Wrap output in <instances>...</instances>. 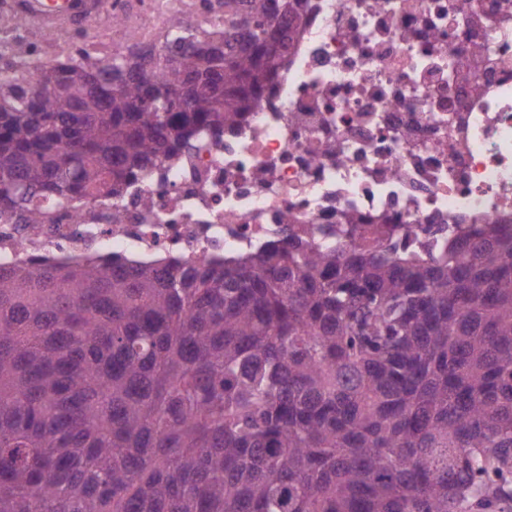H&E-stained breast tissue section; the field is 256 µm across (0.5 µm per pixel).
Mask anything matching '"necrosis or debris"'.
Listing matches in <instances>:
<instances>
[{
  "label": "necrosis or debris",
  "instance_id": "obj_1",
  "mask_svg": "<svg viewBox=\"0 0 512 512\" xmlns=\"http://www.w3.org/2000/svg\"><path fill=\"white\" fill-rule=\"evenodd\" d=\"M306 26L239 124L200 130L118 194L0 212V266L224 260L345 216L447 235L512 224V0H308Z\"/></svg>",
  "mask_w": 512,
  "mask_h": 512
}]
</instances>
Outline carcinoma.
I'll list each match as a JSON object with an SVG mask.
<instances>
[{
  "mask_svg": "<svg viewBox=\"0 0 512 512\" xmlns=\"http://www.w3.org/2000/svg\"><path fill=\"white\" fill-rule=\"evenodd\" d=\"M164 59L0 66V210L48 224L237 124L306 0ZM290 234L222 261L0 268V512H512V224Z\"/></svg>",
  "mask_w": 512,
  "mask_h": 512,
  "instance_id": "carcinoma-1",
  "label": "carcinoma"
}]
</instances>
